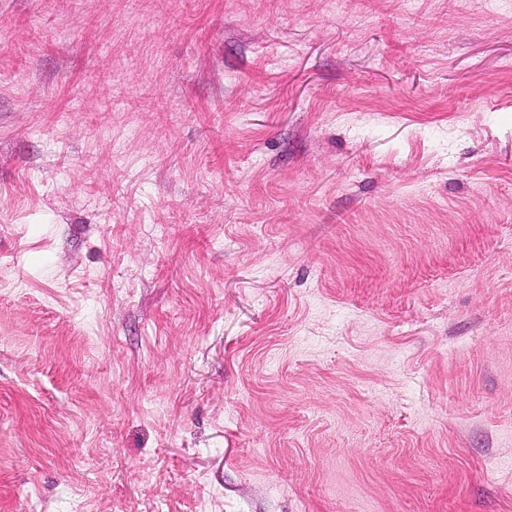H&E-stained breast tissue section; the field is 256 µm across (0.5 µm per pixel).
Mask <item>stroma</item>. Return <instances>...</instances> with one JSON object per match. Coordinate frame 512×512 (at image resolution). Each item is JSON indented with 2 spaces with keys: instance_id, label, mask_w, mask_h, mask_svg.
Returning a JSON list of instances; mask_svg holds the SVG:
<instances>
[{
  "instance_id": "obj_1",
  "label": "stroma",
  "mask_w": 512,
  "mask_h": 512,
  "mask_svg": "<svg viewBox=\"0 0 512 512\" xmlns=\"http://www.w3.org/2000/svg\"><path fill=\"white\" fill-rule=\"evenodd\" d=\"M512 0H0V512H512Z\"/></svg>"
}]
</instances>
